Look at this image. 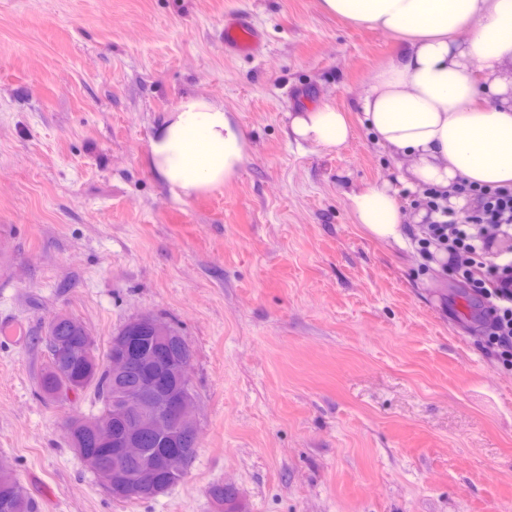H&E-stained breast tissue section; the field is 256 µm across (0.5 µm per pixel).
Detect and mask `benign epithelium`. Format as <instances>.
Returning a JSON list of instances; mask_svg holds the SVG:
<instances>
[{"label":"benign epithelium","mask_w":512,"mask_h":512,"mask_svg":"<svg viewBox=\"0 0 512 512\" xmlns=\"http://www.w3.org/2000/svg\"><path fill=\"white\" fill-rule=\"evenodd\" d=\"M82 333L78 346H63L54 353L52 369L67 376L76 363L99 367L95 339L90 331L67 314H56L49 321L46 336L62 325ZM177 342L178 353L169 351ZM193 352L172 325L152 314H142L127 321L120 333L112 336L111 351L104 368L112 376V410L109 413L71 420L67 430L75 436L71 447L86 467L96 474L114 499L154 497L167 489L157 480L163 471L173 479L186 476L189 455L200 438L198 402L191 379ZM92 434L114 451V465L100 466L88 453L78 435ZM181 449L161 457L146 454L144 436ZM136 459L140 466L127 471L123 462Z\"/></svg>","instance_id":"obj_1"}]
</instances>
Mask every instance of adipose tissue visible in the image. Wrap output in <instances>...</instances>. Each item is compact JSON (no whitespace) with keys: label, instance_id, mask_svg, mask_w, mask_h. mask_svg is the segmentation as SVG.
Wrapping results in <instances>:
<instances>
[{"label":"adipose tissue","instance_id":"obj_1","mask_svg":"<svg viewBox=\"0 0 512 512\" xmlns=\"http://www.w3.org/2000/svg\"><path fill=\"white\" fill-rule=\"evenodd\" d=\"M325 13L397 36L400 46L361 96V123L391 158L396 179L347 194L356 223L402 241L396 184L434 188L456 209L459 184L512 187V0H321ZM297 144H346L344 112L323 104L289 115ZM247 160L242 128L223 103L184 95L148 146L151 173L176 197L224 186Z\"/></svg>","mask_w":512,"mask_h":512}]
</instances>
